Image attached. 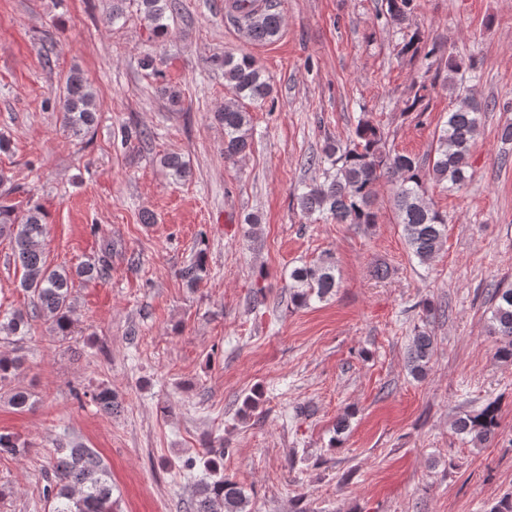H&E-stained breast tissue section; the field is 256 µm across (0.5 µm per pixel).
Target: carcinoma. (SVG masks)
Returning a JSON list of instances; mask_svg holds the SVG:
<instances>
[{"label":"carcinoma","mask_w":512,"mask_h":512,"mask_svg":"<svg viewBox=\"0 0 512 512\" xmlns=\"http://www.w3.org/2000/svg\"><path fill=\"white\" fill-rule=\"evenodd\" d=\"M137 10L146 20L156 38L168 36L169 16L178 10L176 0H135ZM386 14L393 24L402 23L415 9L414 0H385ZM234 17L246 23L248 37L255 42H271L279 36L283 16L277 5L263 6L257 0H233ZM211 63L224 69V81L236 96L261 103L272 93L270 78L254 57L226 54L211 58ZM488 104L474 96L456 95V104L448 110V118L438 129L435 146L427 164L407 154L386 149L380 129L368 121L357 123L349 144L341 148L327 144L322 154L306 160L309 166L323 169L324 180L309 185L298 195L300 211L315 222L336 224H375L377 183L391 186V202L412 254L421 262H429L447 239L448 215L428 202L433 186L452 190L471 179L470 148L480 131ZM95 93L78 68L65 78L62 103L63 122L75 137H83L96 121ZM214 118L224 125V160L236 158L251 150L254 129L251 115L243 107L229 103L214 112ZM163 168L179 179L189 176L190 168L181 157L170 154L160 159ZM17 187L0 172V237L12 244L15 261L23 269L22 287L33 298L29 311L14 310L0 317V334L24 336L30 321L44 317L59 336L70 333L76 315L72 298L74 277L86 280L108 276L106 260L83 264L70 271L46 263L41 242L47 233L46 215L42 207L29 203L23 211L8 203L7 197ZM206 270V251L199 249L195 258L180 270V277L194 288ZM337 287L336 261L332 254L313 265L292 269L288 275V291L297 306H307L333 294ZM489 333L500 337L497 357L512 362V283L497 284L491 292ZM434 354V337L426 332L414 336L407 351L406 366L413 378L421 380L430 370ZM100 411L110 415L118 409L116 396L108 387L91 393ZM457 433L481 446L498 432L496 409L487 406L478 413L458 416L453 422ZM27 448L9 434H0V452L22 456ZM204 466L212 479L197 484L191 512H252L246 490L233 479L224 476V453L207 457ZM54 482L46 489L50 512H114L112 481L101 458L89 448H56L54 459L48 461Z\"/></svg>","instance_id":"obj_1"}]
</instances>
